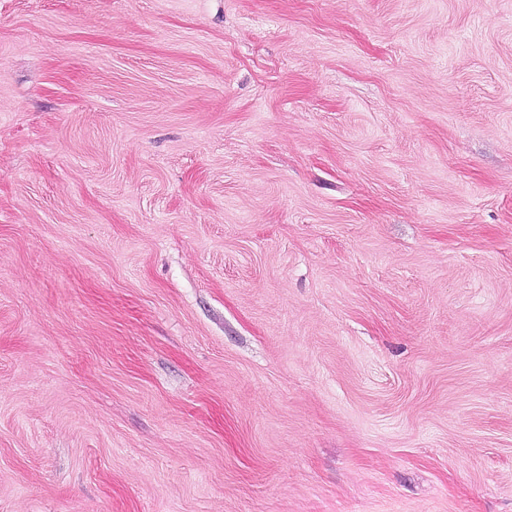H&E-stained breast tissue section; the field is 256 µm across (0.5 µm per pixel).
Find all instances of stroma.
I'll list each match as a JSON object with an SVG mask.
<instances>
[{"label":"stroma","instance_id":"1","mask_svg":"<svg viewBox=\"0 0 512 512\" xmlns=\"http://www.w3.org/2000/svg\"><path fill=\"white\" fill-rule=\"evenodd\" d=\"M0 512H512V0H0Z\"/></svg>","mask_w":512,"mask_h":512}]
</instances>
